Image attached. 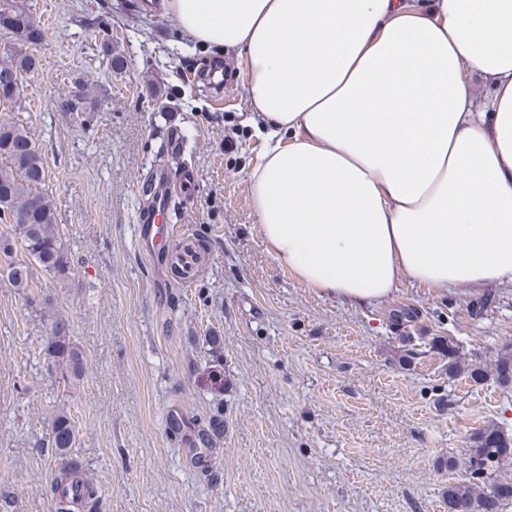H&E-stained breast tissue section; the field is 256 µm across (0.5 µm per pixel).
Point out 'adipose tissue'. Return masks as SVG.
<instances>
[{
    "label": "adipose tissue",
    "instance_id": "1",
    "mask_svg": "<svg viewBox=\"0 0 512 512\" xmlns=\"http://www.w3.org/2000/svg\"><path fill=\"white\" fill-rule=\"evenodd\" d=\"M244 58L268 251L363 305L512 283V0H165ZM490 81L475 109L466 74Z\"/></svg>",
    "mask_w": 512,
    "mask_h": 512
}]
</instances>
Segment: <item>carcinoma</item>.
<instances>
[{
    "label": "carcinoma",
    "mask_w": 512,
    "mask_h": 512,
    "mask_svg": "<svg viewBox=\"0 0 512 512\" xmlns=\"http://www.w3.org/2000/svg\"><path fill=\"white\" fill-rule=\"evenodd\" d=\"M0 29L28 46L42 40L41 31L19 0H0ZM35 66L34 54L19 45L0 59V106L18 103L23 75ZM45 181V165L30 131L18 120L0 122V220L10 225L22 249L41 269L64 279L68 276L69 261L56 231V206L40 190ZM7 278L28 303H36L37 284L28 263L11 265ZM53 330L46 346L47 355L52 366L61 369L72 381L80 376L81 354L67 336L63 320L55 321ZM75 441L76 425L69 413L64 410L55 413L51 450L65 460ZM511 455L506 439L497 430L480 433L470 463L483 486L457 485L449 489L450 512H493L492 494L502 486L495 473L496 464Z\"/></svg>",
    "instance_id": "obj_1"
}]
</instances>
